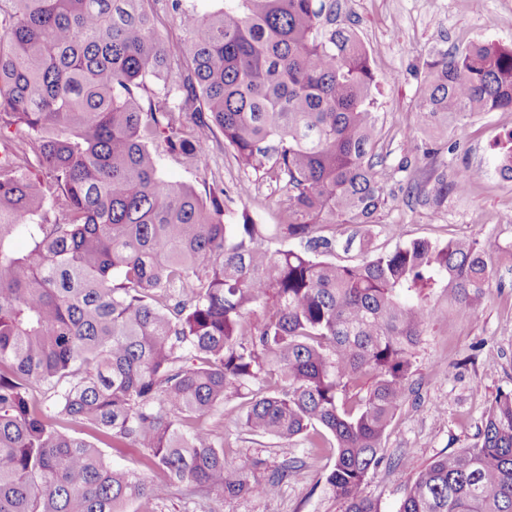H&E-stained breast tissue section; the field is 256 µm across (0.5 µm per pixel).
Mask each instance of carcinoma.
<instances>
[{
  "mask_svg": "<svg viewBox=\"0 0 512 512\" xmlns=\"http://www.w3.org/2000/svg\"><path fill=\"white\" fill-rule=\"evenodd\" d=\"M0 0V512H126L178 484L274 495L200 420L241 399L242 425L335 456L345 512L363 496L406 399L416 347L441 312L488 287L476 239H414L359 264L329 260L336 224L380 223L387 193L369 52L336 28V0ZM186 62V69L175 65ZM152 82L161 95L145 98ZM512 110V46L470 43L427 63L417 113L431 135ZM274 179L284 222L224 223V189L166 180L156 145L188 159L217 135ZM479 179L441 175L433 197ZM28 248L20 251L17 238ZM296 246L282 248V242ZM128 442L161 478L112 469L81 436ZM399 512H512V394L479 441L418 472ZM150 6L159 17V28L166 39L179 41L185 37L177 20L172 17L170 2L167 0L151 1Z\"/></svg>",
  "mask_w": 512,
  "mask_h": 512,
  "instance_id": "obj_1",
  "label": "carcinoma"
}]
</instances>
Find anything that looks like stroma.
I'll list each match as a JSON object with an SVG mask.
<instances>
[{"mask_svg": "<svg viewBox=\"0 0 512 512\" xmlns=\"http://www.w3.org/2000/svg\"><path fill=\"white\" fill-rule=\"evenodd\" d=\"M338 2L336 24L356 32L377 81L373 95L383 156L378 177L390 197L380 223L368 233L373 250L419 238L474 235L491 257L492 281L474 316L440 315L423 336L415 351L412 389L387 432L385 460L364 486L379 512H398L418 472L475 444L493 398L512 391V180L499 170L512 111L480 112L449 126L435 159H419L414 149L428 139L416 116L427 61L436 51L472 42L512 46V0ZM405 158L412 164L402 172L398 166ZM159 163L165 179L190 184L199 195L225 189V223H239L245 210L260 224L282 220L274 182L240 166L223 139L213 140L209 152L194 161L160 150ZM468 168L482 169L483 176L465 195H449L436 209L419 202L437 175L451 178ZM239 416L240 402L232 399L203 423L223 432L225 451L236 463L251 466L252 480H264L283 455L305 462L276 495L227 499L179 491L162 501H133L127 512H343L326 483L334 464L330 449L310 447L302 438L281 444L249 435Z\"/></svg>", "mask_w": 512, "mask_h": 512, "instance_id": "35a3bbf8", "label": "stroma"}]
</instances>
